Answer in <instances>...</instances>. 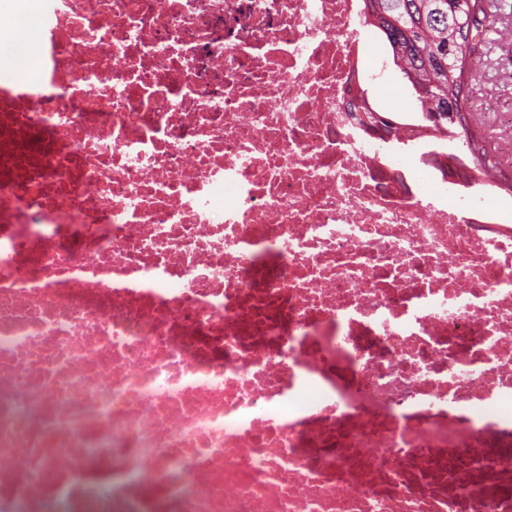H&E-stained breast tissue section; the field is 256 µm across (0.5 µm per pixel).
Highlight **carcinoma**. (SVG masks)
I'll return each instance as SVG.
<instances>
[{
  "label": "carcinoma",
  "instance_id": "1",
  "mask_svg": "<svg viewBox=\"0 0 512 512\" xmlns=\"http://www.w3.org/2000/svg\"><path fill=\"white\" fill-rule=\"evenodd\" d=\"M364 24L385 36L393 63L410 84L420 112L439 139L467 131L461 99L468 54L479 35L485 0H364Z\"/></svg>",
  "mask_w": 512,
  "mask_h": 512
}]
</instances>
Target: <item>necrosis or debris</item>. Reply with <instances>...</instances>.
<instances>
[{
  "instance_id": "4bbe7bcc",
  "label": "necrosis or debris",
  "mask_w": 512,
  "mask_h": 512,
  "mask_svg": "<svg viewBox=\"0 0 512 512\" xmlns=\"http://www.w3.org/2000/svg\"><path fill=\"white\" fill-rule=\"evenodd\" d=\"M363 9L0 7V512H512V218L352 118Z\"/></svg>"
}]
</instances>
